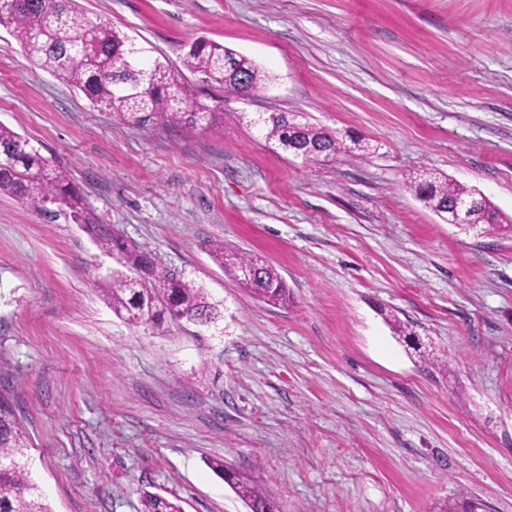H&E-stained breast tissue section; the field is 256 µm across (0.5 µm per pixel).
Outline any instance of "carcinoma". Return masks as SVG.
<instances>
[{
	"instance_id": "carcinoma-1",
	"label": "carcinoma",
	"mask_w": 512,
	"mask_h": 512,
	"mask_svg": "<svg viewBox=\"0 0 512 512\" xmlns=\"http://www.w3.org/2000/svg\"><path fill=\"white\" fill-rule=\"evenodd\" d=\"M0 0V26L9 29L26 56L59 81L80 91L92 107L112 113L120 122L142 128L211 126L224 121L222 100L209 107L200 103L192 90L175 80L171 68L141 57L137 77L125 75L121 62L130 48V38L107 24L94 23L77 0ZM183 67L206 86L254 96L269 81V75L251 59L217 42L200 38L188 45ZM248 70L249 84L237 88V72ZM299 115L272 112L261 117L258 129L266 143L285 153L301 149V159L316 162L334 160L353 150L366 152L360 140H346L337 131L298 121ZM410 189L443 218H448L454 202L471 190L432 172L410 180ZM0 191L36 205L46 213L51 207L73 221H86V202L68 173L43 156L38 147L11 128L0 124ZM475 222L486 234L501 232L512 225L511 218L498 214L490 202H479L473 210ZM99 247L118 251L124 270L104 284L112 309L133 326L159 327L165 322L185 321L195 326L213 322L215 304L193 281L161 269L145 251L112 237L105 228L94 225ZM214 259L224 272L255 270L251 277L238 278L242 288L258 300L279 305L288 300V289L272 266L218 243L212 247ZM25 432L13 411L0 405V512H51L38 486L31 482L26 468ZM212 470L224 478L235 493L254 510L265 512L272 500L263 491L259 476H243L222 458L209 460ZM143 512H183L178 500L154 493L142 497Z\"/></svg>"
}]
</instances>
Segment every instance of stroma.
Instances as JSON below:
<instances>
[{
	"mask_svg": "<svg viewBox=\"0 0 512 512\" xmlns=\"http://www.w3.org/2000/svg\"><path fill=\"white\" fill-rule=\"evenodd\" d=\"M181 70L203 36L271 76L219 127L116 123L0 28V123L66 169L96 223L193 279L223 321L135 327L88 225L0 193V398L53 512H512V233L464 230L407 186L427 170L512 216V0H78ZM300 112L366 139L305 164L252 120ZM270 263L284 305L215 261ZM395 316L429 361L396 336ZM212 254L224 268V272L233 276L242 288L258 300L274 305L283 304L288 300V289L284 280L275 268L261 258L225 247L224 243L215 244L212 247ZM243 268L254 269L255 275L238 277L236 272ZM212 470L224 478L235 493L254 510L253 512H265V509L273 505V501L263 491L259 476L256 474L243 476L229 467L223 458L209 460Z\"/></svg>",
	"mask_w": 512,
	"mask_h": 512,
	"instance_id": "1",
	"label": "stroma"
}]
</instances>
